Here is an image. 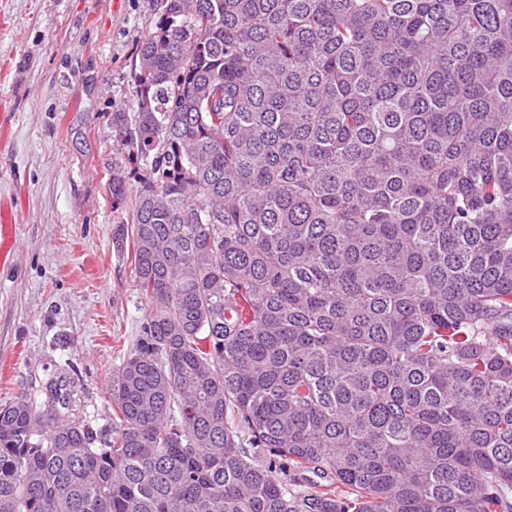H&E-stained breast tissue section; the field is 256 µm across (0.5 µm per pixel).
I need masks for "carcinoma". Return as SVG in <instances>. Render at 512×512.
I'll use <instances>...</instances> for the list:
<instances>
[{"instance_id":"carcinoma-1","label":"carcinoma","mask_w":512,"mask_h":512,"mask_svg":"<svg viewBox=\"0 0 512 512\" xmlns=\"http://www.w3.org/2000/svg\"><path fill=\"white\" fill-rule=\"evenodd\" d=\"M152 11L112 438L0 408V512H512V0Z\"/></svg>"}]
</instances>
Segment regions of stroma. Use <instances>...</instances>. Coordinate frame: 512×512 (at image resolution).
<instances>
[{"label": "stroma", "instance_id": "35a3bbf8", "mask_svg": "<svg viewBox=\"0 0 512 512\" xmlns=\"http://www.w3.org/2000/svg\"><path fill=\"white\" fill-rule=\"evenodd\" d=\"M151 0H0V200L13 202L16 266L0 272V406L79 378L80 414L110 431L119 370L146 305L112 228L116 112H135L133 64Z\"/></svg>", "mask_w": 512, "mask_h": 512}]
</instances>
